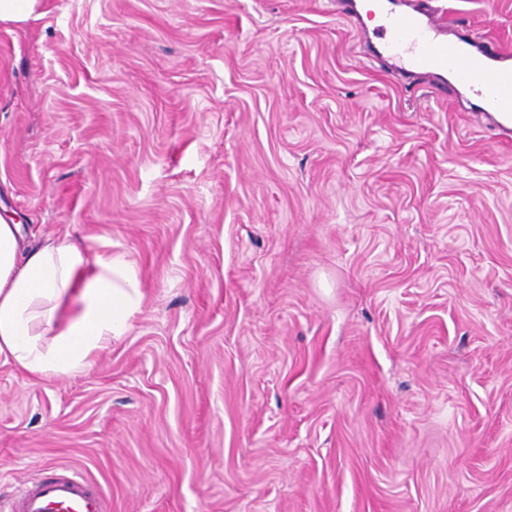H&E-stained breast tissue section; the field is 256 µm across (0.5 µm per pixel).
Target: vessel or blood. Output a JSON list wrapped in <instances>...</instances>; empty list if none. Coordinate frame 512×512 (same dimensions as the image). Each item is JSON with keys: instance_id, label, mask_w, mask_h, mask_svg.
<instances>
[{"instance_id": "vessel-or-blood-1", "label": "vessel or blood", "mask_w": 512, "mask_h": 512, "mask_svg": "<svg viewBox=\"0 0 512 512\" xmlns=\"http://www.w3.org/2000/svg\"><path fill=\"white\" fill-rule=\"evenodd\" d=\"M386 25L381 54L401 75H422L438 83L454 80L512 128V50L459 34L429 0H379ZM12 512H103L86 478L65 471L27 487Z\"/></svg>"}]
</instances>
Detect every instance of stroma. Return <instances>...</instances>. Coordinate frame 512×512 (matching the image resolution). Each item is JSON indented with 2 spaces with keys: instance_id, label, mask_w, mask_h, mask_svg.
<instances>
[{
  "instance_id": "stroma-1",
  "label": "stroma",
  "mask_w": 512,
  "mask_h": 512,
  "mask_svg": "<svg viewBox=\"0 0 512 512\" xmlns=\"http://www.w3.org/2000/svg\"><path fill=\"white\" fill-rule=\"evenodd\" d=\"M512 50V0H434ZM337 0H46L0 25V217L123 253L88 368L0 357V512H512V139ZM59 475L32 483L15 500L11 512H103L101 498L84 477Z\"/></svg>"
}]
</instances>
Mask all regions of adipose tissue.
I'll use <instances>...</instances> for the list:
<instances>
[{
    "label": "adipose tissue",
    "instance_id": "1",
    "mask_svg": "<svg viewBox=\"0 0 512 512\" xmlns=\"http://www.w3.org/2000/svg\"><path fill=\"white\" fill-rule=\"evenodd\" d=\"M79 307L61 310L69 299ZM144 295L122 254L91 253L83 239L26 246L0 221V357L38 376L88 367L92 353L125 336Z\"/></svg>",
    "mask_w": 512,
    "mask_h": 512
}]
</instances>
